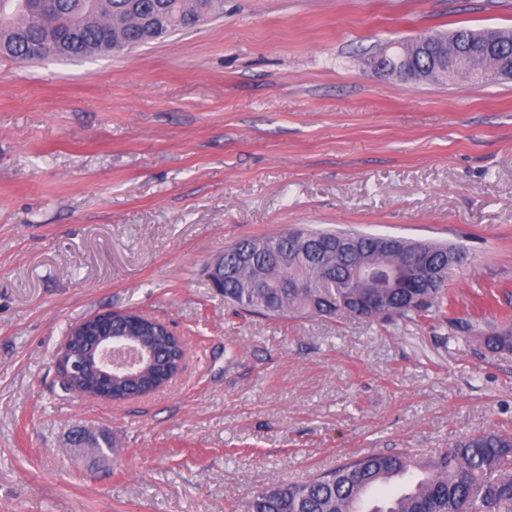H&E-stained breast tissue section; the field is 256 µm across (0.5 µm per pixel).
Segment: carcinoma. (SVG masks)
I'll use <instances>...</instances> for the list:
<instances>
[{"label": "carcinoma", "instance_id": "cac0c4a2", "mask_svg": "<svg viewBox=\"0 0 512 512\" xmlns=\"http://www.w3.org/2000/svg\"><path fill=\"white\" fill-rule=\"evenodd\" d=\"M223 0H0V58L19 62L57 59L69 61L120 53L193 27L199 16L222 8ZM492 44L469 45L475 31L459 28L438 33L432 46L450 39L468 47L455 66L489 81L501 77L512 62V30L497 29ZM342 230L290 228L263 236L265 249L252 250L253 239H243L224 250L229 272L215 276V288L224 301L246 314L268 318L321 316L352 318L359 302L375 297L373 308L362 313L370 322L419 323L447 316L445 279L420 288H380L373 280L350 277L355 267L400 269L402 253L417 246L434 254L466 262L462 247L417 244L406 240L384 250L360 238L350 254H336L329 266L299 258L279 264L270 251L285 247L295 236L334 243ZM309 287L300 288L298 284ZM142 327L135 340L144 352L143 369L151 378L166 380L181 368L184 346L160 321L139 317ZM491 350H512V324L495 327L483 336ZM112 392L118 399L142 393L136 381L116 377ZM417 471L419 480L406 492L376 496L366 512H512V437L475 432L452 442L430 458H412L405 452L370 454L302 483H284L255 492L240 512H357L354 503L364 486L391 483L394 474Z\"/></svg>", "mask_w": 512, "mask_h": 512}]
</instances>
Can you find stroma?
Instances as JSON below:
<instances>
[{"label": "stroma", "instance_id": "1", "mask_svg": "<svg viewBox=\"0 0 512 512\" xmlns=\"http://www.w3.org/2000/svg\"><path fill=\"white\" fill-rule=\"evenodd\" d=\"M459 27L512 29V0H224L128 53L0 59V512H231L350 458L512 434V351L482 338L512 318V79L370 65ZM301 225L464 246L448 319L235 315L210 262ZM109 309L173 324L175 383L61 389L69 328Z\"/></svg>", "mask_w": 512, "mask_h": 512}]
</instances>
